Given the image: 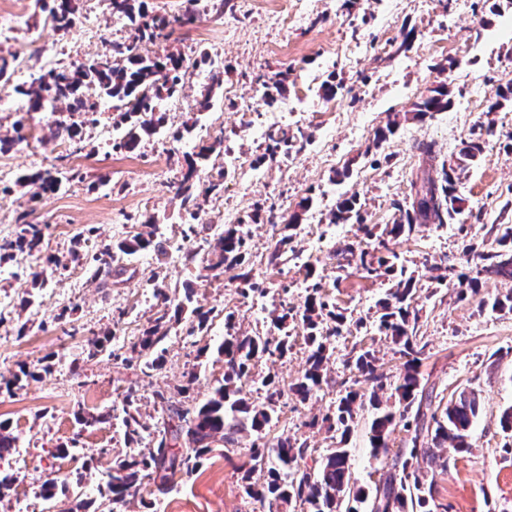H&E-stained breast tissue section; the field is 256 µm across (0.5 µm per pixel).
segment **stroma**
I'll use <instances>...</instances> for the list:
<instances>
[{"mask_svg": "<svg viewBox=\"0 0 512 512\" xmlns=\"http://www.w3.org/2000/svg\"><path fill=\"white\" fill-rule=\"evenodd\" d=\"M148 10L175 17L196 13L194 24L173 26L163 48L182 53L185 86L168 114L167 131L145 138L134 151L113 149L106 133L121 116L111 103L100 106V122L87 128L79 146L52 137L67 110L27 112L18 85H29L53 63L68 65L127 41L126 21L112 17L102 0H80L79 20L66 34L47 27L34 0H0V49L17 58L10 83L0 90V132L20 126L24 143L0 153V240L15 238L21 217L44 228L41 258L22 253L0 260V422L16 437L15 450L0 457V474L15 477V489L0 496V512H252L241 489L249 433L235 445L217 441L203 466L176 479L167 493L143 488L121 504L104 494L105 477L116 459L130 452L120 419L97 423V415L121 410L122 393L138 392L142 421L160 423L153 390L176 391L193 379V402L211 395L224 369L215 346L228 330L266 331L281 302L301 309L306 296L304 263H311L331 301L349 321L364 325L333 337L327 384L308 401L282 398L266 430L267 442L287 434L307 446L302 461L316 471L336 444L320 423L343 393L351 371L347 360L359 349L374 350L383 372L397 380L404 358L391 338L368 318L389 286L381 278L352 272L338 280L339 251L359 240L361 225L389 224L394 203L428 166L419 151L434 143L438 161L454 157L462 142L484 122V111L500 83L512 79V7L490 13L483 0H146ZM294 20L282 25L283 14ZM208 59H201V51ZM457 65L439 74L437 65ZM223 73V94L199 112L202 87L213 71ZM287 73L278 105L260 102L267 77ZM336 77V96L321 85ZM453 94L450 110L423 121L413 105L440 80ZM399 118L393 137L374 146L376 130ZM192 133H184L186 124ZM299 130L311 140L288 158L268 159V134ZM223 139L228 150L209 163L224 168L223 208L198 197V224L188 229L182 198L175 190L187 154ZM485 149L459 185L466 212L443 227L416 229L395 246L418 284L414 306L426 345L421 367L434 401L458 389L474 390L479 412L469 430L470 452L441 448L424 468L435 475L433 512H512V452L500 426L512 407V312L479 307L480 299L512 291V283L481 282L478 296L462 301L453 285L434 286L428 268L443 258L462 260L466 244L492 246L494 225L512 224V111L495 113ZM78 171L77 179L30 202L17 177L51 166ZM348 171L343 181L335 175ZM314 206L303 214L291 246L299 260L278 266L269 259L290 211L302 197ZM353 195L359 219L330 221L336 200ZM232 212L247 235L246 267L268 287L259 298L244 292L231 272L207 270L201 238H217L224 214ZM154 218L167 251L118 254L111 271L92 276L70 261L72 251L91 255L145 229ZM192 289L194 306L208 311L203 335L190 336L174 324L163 346L164 361L152 377L130 345L149 329L168 296ZM293 347L285 357L262 360L254 373H274L281 386L300 376L307 357L305 331L291 326ZM105 342L95 352L93 339ZM371 408L357 416L346 446L353 477L369 489L387 470V459L370 448ZM57 493L47 498L44 484Z\"/></svg>", "mask_w": 512, "mask_h": 512, "instance_id": "1", "label": "stroma"}]
</instances>
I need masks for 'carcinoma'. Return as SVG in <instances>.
<instances>
[{
	"instance_id": "1",
	"label": "carcinoma",
	"mask_w": 512,
	"mask_h": 512,
	"mask_svg": "<svg viewBox=\"0 0 512 512\" xmlns=\"http://www.w3.org/2000/svg\"><path fill=\"white\" fill-rule=\"evenodd\" d=\"M112 16L124 19L133 29L129 41L114 43L112 47L72 65L50 68L34 79L27 88L18 87L16 92L27 97L29 111L53 110L64 104L81 120L59 122L54 135L70 141H81L82 130L98 122L96 107L88 104L87 94L93 92L99 98L112 101L113 108L123 113L125 129L120 147L132 151L142 142L143 135L159 129L167 117L160 105L178 94L185 82L187 65L184 57L158 46L166 37L164 31L170 25L165 16L151 14L144 0H105ZM40 12H48L53 20L52 30L68 32L76 25L79 14L78 0H48L47 6H38ZM288 76L278 74L263 82L261 100L272 108L277 104L285 88ZM452 105L447 80L439 81L428 93L414 104V118L424 120L437 112H446ZM507 107L512 108V79L501 84L495 97L489 100L485 114L490 116ZM223 142L204 146L196 154V160L187 164L179 181L178 193L183 197L185 209L194 202L192 192L199 166L205 164ZM483 133H474L462 143L455 164L441 165L437 176H429L410 184L405 202L394 203L397 217L390 224H363L360 226L367 244L381 251L376 259H367L369 252L362 243L349 245L343 252L358 256L356 269L367 276L385 277L392 281L384 298L377 303L375 316L379 332L392 338L406 357L404 371L391 385L379 372L377 358L369 349L360 350L353 357V367L358 379L344 388V395L333 402L323 421L328 429L339 435L336 448L325 457L316 474L300 467L305 446L289 435H281L276 444L268 446L263 431L273 419L275 403L283 395L276 376L267 374L262 385L267 387V404L255 406L244 394V386L251 377L256 363L265 357L279 358L291 350V334L288 331V306L284 313L272 315V324L278 335L271 332L254 335L230 334L218 346L223 357L224 375L213 395L201 405L175 406L172 397L156 390L153 397L161 405V411L169 418L177 419L172 426L167 423L151 432L143 426L136 407V391H124L123 425L128 444H140L148 439V448L128 459L115 462L107 473L106 488L112 502L122 503L146 485L163 489L171 485L176 474L187 475L203 465L211 445L219 439L226 444L235 443L239 429L249 428L254 433L249 448L248 467L241 477L244 495L268 507V512H279V507L293 502L304 512H337L345 499L355 502L346 512H361L359 505L367 504L368 512H433L430 501L434 500L435 479L420 466V460L435 459V449L451 447L457 453L469 451L468 430L479 409L478 394L462 390L440 409H432V394L426 392L420 372L421 355L426 348L418 335V312L413 303L417 290L414 272L400 261L394 245L398 239L412 234L423 224L442 226L461 215L466 209V198L458 193L457 185L482 155ZM17 183L30 189L31 196L38 198L61 187V179L50 169L23 175ZM356 198L342 196L336 201L332 222H346L353 217ZM300 214L289 215L285 228L288 234L275 245L270 263L278 264L288 254V244L296 235ZM150 228L139 233L124 251L151 249L164 251V243L155 235L152 220L144 221ZM246 240L239 226L228 225L215 243L208 244L215 261L211 270H239L234 278L255 289L251 272L243 269ZM20 251L37 257L42 251V234L38 225L26 222L16 238L0 241V258ZM466 262L475 269H457L454 264H440L434 269L440 274L434 277L437 284L447 282L457 288V296H475L480 291L483 276H495L512 282V225H495V246H466ZM300 322L306 331L308 356L301 376L288 386V393L300 401L309 399L322 389L327 365L333 353L331 338L341 335L344 316L335 312L329 304L323 285L316 281L308 286ZM170 329L168 309L154 320V325L132 344V350L145 356L142 374L148 378L163 363V351L159 345ZM392 389L398 401V409L383 405L379 393ZM375 410L371 422V447L375 452L389 453V439L396 427H402L405 436L400 447L391 457L389 469L375 484L373 494L356 486L350 471L348 449L344 448L358 410L365 405ZM183 440L185 449L172 450L171 442Z\"/></svg>"
}]
</instances>
